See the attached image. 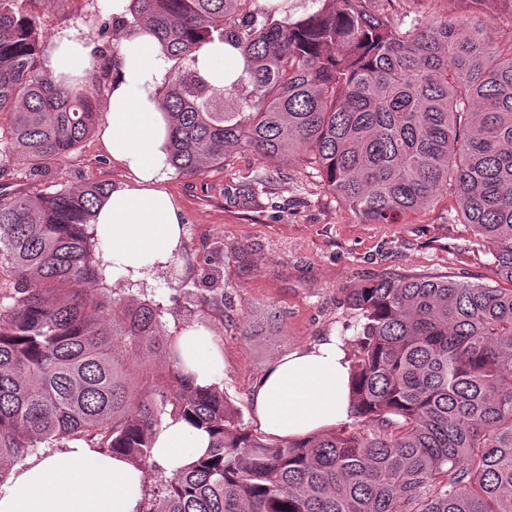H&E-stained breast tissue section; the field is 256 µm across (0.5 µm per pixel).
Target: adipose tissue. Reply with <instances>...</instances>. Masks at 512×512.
I'll list each match as a JSON object with an SVG mask.
<instances>
[{"label": "adipose tissue", "mask_w": 512, "mask_h": 512, "mask_svg": "<svg viewBox=\"0 0 512 512\" xmlns=\"http://www.w3.org/2000/svg\"><path fill=\"white\" fill-rule=\"evenodd\" d=\"M118 65L112 71L103 150L132 174L96 211L93 232L99 256L113 281H152L168 271L183 246L181 207L166 186L168 127L159 90L171 63L147 28L122 30ZM59 82L85 77L98 62L95 44L79 29L56 32L41 57ZM244 61L238 49L212 42L195 67L214 87L237 80ZM180 356L197 386L224 375V354L212 333L188 327L178 333ZM351 363L343 337L328 334L270 365L251 394L259 427L269 436L300 439L345 423L351 411ZM210 437L185 420H167L157 431L153 458L173 473L204 454ZM144 472L121 456L76 441L29 459L0 487V512H140Z\"/></svg>", "instance_id": "1"}]
</instances>
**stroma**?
<instances>
[{"label":"stroma","instance_id":"stroma-1","mask_svg":"<svg viewBox=\"0 0 512 512\" xmlns=\"http://www.w3.org/2000/svg\"><path fill=\"white\" fill-rule=\"evenodd\" d=\"M36 16L42 41L78 25L107 58L119 51L117 26L102 0H20ZM373 9L393 21L470 15L468 0H374ZM266 180L252 185L255 173ZM131 175L90 134L62 161L34 174L6 161L0 197L52 193L87 183L119 186ZM169 188L184 213V250L154 283L130 287V298L161 312L165 334L207 325L224 353V392L254 425L250 395L263 371L297 347L330 332L355 346L358 328L345 302L348 288L378 277L430 276L469 282L493 277L490 257L466 224L447 221L438 199L408 224H364L336 200L299 161L265 160L249 153L227 165L188 177L169 173ZM221 263L229 317L200 316L204 293L195 283L203 260Z\"/></svg>","mask_w":512,"mask_h":512}]
</instances>
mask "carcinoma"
<instances>
[{
	"instance_id": "1",
	"label": "carcinoma",
	"mask_w": 512,
	"mask_h": 512,
	"mask_svg": "<svg viewBox=\"0 0 512 512\" xmlns=\"http://www.w3.org/2000/svg\"><path fill=\"white\" fill-rule=\"evenodd\" d=\"M0 0V155L34 171L88 137L84 86L43 70L37 19ZM372 0H130L172 62L161 95L168 163L199 176L237 153L301 159L366 224H406L449 199L448 223L488 247L512 284V34L480 16L393 24ZM265 21L257 24V16ZM215 40L244 70L218 90L194 68ZM107 184L0 198V484L38 448L83 441L150 475L156 431L185 419L204 456L165 479L146 512H512V287L381 277L350 290L359 326L352 425L275 443L220 384L202 388L151 301L90 282L94 209ZM199 286L218 294L220 273ZM161 357L135 373L130 355Z\"/></svg>"
}]
</instances>
